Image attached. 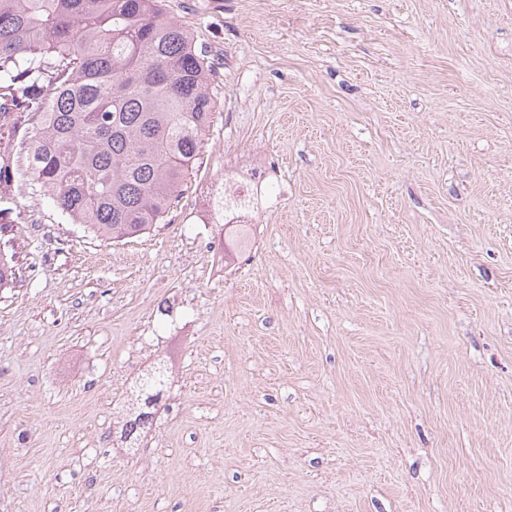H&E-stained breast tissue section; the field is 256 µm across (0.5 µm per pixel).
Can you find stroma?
Returning a JSON list of instances; mask_svg holds the SVG:
<instances>
[{
	"label": "stroma",
	"instance_id": "35a3bbf8",
	"mask_svg": "<svg viewBox=\"0 0 512 512\" xmlns=\"http://www.w3.org/2000/svg\"><path fill=\"white\" fill-rule=\"evenodd\" d=\"M164 2L210 132L138 238L18 195L0 512H512V0ZM251 168L227 266L213 190Z\"/></svg>",
	"mask_w": 512,
	"mask_h": 512
}]
</instances>
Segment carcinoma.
<instances>
[{"label": "carcinoma", "mask_w": 512, "mask_h": 512, "mask_svg": "<svg viewBox=\"0 0 512 512\" xmlns=\"http://www.w3.org/2000/svg\"><path fill=\"white\" fill-rule=\"evenodd\" d=\"M210 65L163 0H0V215L29 177L120 242L164 223L211 126ZM0 253V288L17 282ZM142 411L122 434L139 435Z\"/></svg>", "instance_id": "cac0c4a2"}]
</instances>
